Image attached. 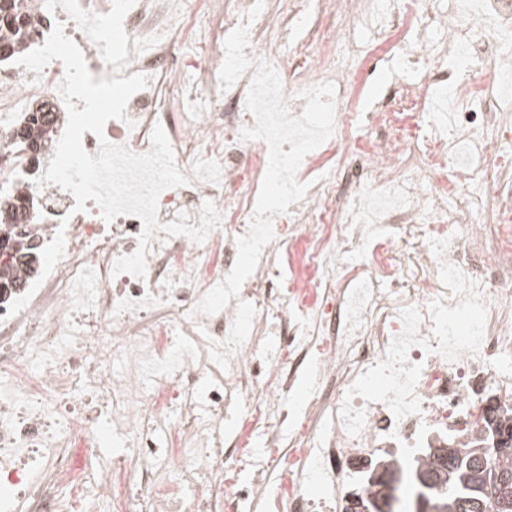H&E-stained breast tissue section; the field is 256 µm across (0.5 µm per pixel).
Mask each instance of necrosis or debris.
<instances>
[{"instance_id":"4bbe7bcc","label":"necrosis or debris","mask_w":512,"mask_h":512,"mask_svg":"<svg viewBox=\"0 0 512 512\" xmlns=\"http://www.w3.org/2000/svg\"><path fill=\"white\" fill-rule=\"evenodd\" d=\"M255 0H20L29 52L56 25L90 72L147 77L106 138L142 154L162 125L186 185L159 197L160 223L201 207L222 214L203 243L155 232L146 276L114 274L142 230L134 216L106 223L94 201L38 185L50 154L15 152L35 107L67 124L60 61L42 74L0 60V198H27L24 233L65 252L28 304L0 307V512H344L353 465L424 459L430 448H474L494 436L488 406L512 416V284L481 247L476 211L451 204L479 170L512 180L488 123L512 131V0H344L351 33L303 41L293 18L250 27L247 57L284 71L291 49L310 60L302 86L335 87V130L303 163L321 174L275 216L238 298L219 313L192 310L232 269L267 169L268 147L239 139L251 73L219 90L224 41ZM403 93L356 110L355 63L376 52ZM496 73V94L480 81ZM431 133L413 136L421 112ZM351 144L340 165L329 147ZM354 193L336 201V176ZM256 308L228 369L210 356L239 301ZM314 366L300 408L284 395L295 366ZM120 456L89 483L74 456L101 433ZM276 483H268L270 469Z\"/></svg>"}]
</instances>
